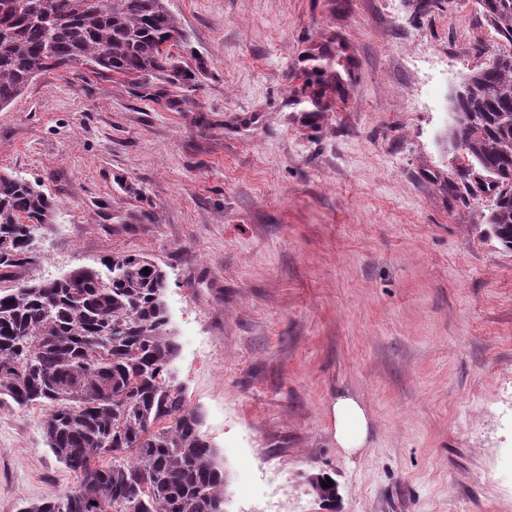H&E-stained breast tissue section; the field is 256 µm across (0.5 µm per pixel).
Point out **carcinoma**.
<instances>
[{
    "mask_svg": "<svg viewBox=\"0 0 512 512\" xmlns=\"http://www.w3.org/2000/svg\"><path fill=\"white\" fill-rule=\"evenodd\" d=\"M503 40L452 101L449 137L467 164L448 192L494 197L487 229L512 250V0H477ZM181 36L165 0H0V106L40 73L87 63L140 78L167 71ZM55 210L29 181L0 174V402L51 406L47 444L78 487L23 512H224V469L172 365L167 275L154 261L114 256L109 274L83 267L19 282ZM149 271H144V268ZM112 454V464L101 463Z\"/></svg>",
    "mask_w": 512,
    "mask_h": 512,
    "instance_id": "carcinoma-1",
    "label": "carcinoma"
}]
</instances>
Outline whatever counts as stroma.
I'll list each match as a JSON object with an SVG mask.
<instances>
[{
	"mask_svg": "<svg viewBox=\"0 0 512 512\" xmlns=\"http://www.w3.org/2000/svg\"><path fill=\"white\" fill-rule=\"evenodd\" d=\"M167 6V72L78 63L0 107V172L56 203L22 279L165 270L224 512H512V250L489 195L448 192L450 99L499 44L475 0ZM343 394L369 418L351 455ZM48 412L0 403V512L79 484ZM331 411L334 419V437L338 447L348 454L365 448L369 420L361 402L349 396L338 397Z\"/></svg>",
	"mask_w": 512,
	"mask_h": 512,
	"instance_id": "1",
	"label": "stroma"
}]
</instances>
